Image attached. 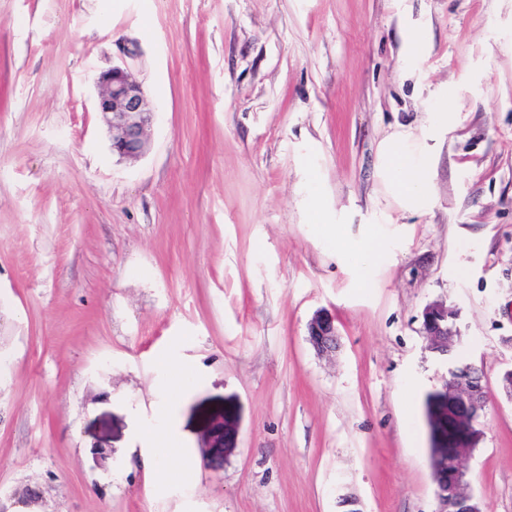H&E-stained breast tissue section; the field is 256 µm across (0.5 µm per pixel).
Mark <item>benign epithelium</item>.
Masks as SVG:
<instances>
[{
    "label": "benign epithelium",
    "instance_id": "7a95c632",
    "mask_svg": "<svg viewBox=\"0 0 512 512\" xmlns=\"http://www.w3.org/2000/svg\"><path fill=\"white\" fill-rule=\"evenodd\" d=\"M121 61L98 78V111L106 126L112 152L139 158L150 149L153 110L131 61L136 48H120ZM457 311L443 301L427 304L421 313V333L432 353L448 354L458 337ZM308 340L320 355L336 352L335 319L326 311L308 323ZM488 403L486 373L481 366L452 367L439 388L430 393V467L435 485L436 512H484L482 502L469 490L465 465L482 438L479 429Z\"/></svg>",
    "mask_w": 512,
    "mask_h": 512
}]
</instances>
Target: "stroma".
Listing matches in <instances>:
<instances>
[{
	"label": "stroma",
	"mask_w": 512,
	"mask_h": 512,
	"mask_svg": "<svg viewBox=\"0 0 512 512\" xmlns=\"http://www.w3.org/2000/svg\"><path fill=\"white\" fill-rule=\"evenodd\" d=\"M123 43L155 112L137 159L96 110ZM395 134L430 157L427 211L380 176ZM436 300L459 312L443 357ZM322 309L332 356L307 340ZM456 360L489 385L468 488L512 512V0H0V496L435 512L424 400ZM147 431L188 450L166 481ZM457 311L443 301L427 304L421 313V333L432 353L448 355V347L458 338Z\"/></svg>",
	"instance_id": "obj_1"
}]
</instances>
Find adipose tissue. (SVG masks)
<instances>
[{"label":"adipose tissue","instance_id":"1","mask_svg":"<svg viewBox=\"0 0 512 512\" xmlns=\"http://www.w3.org/2000/svg\"><path fill=\"white\" fill-rule=\"evenodd\" d=\"M379 167L385 183L398 189L403 209L420 212L428 207L431 191L427 158L406 159L404 145L391 139L381 148Z\"/></svg>","mask_w":512,"mask_h":512}]
</instances>
